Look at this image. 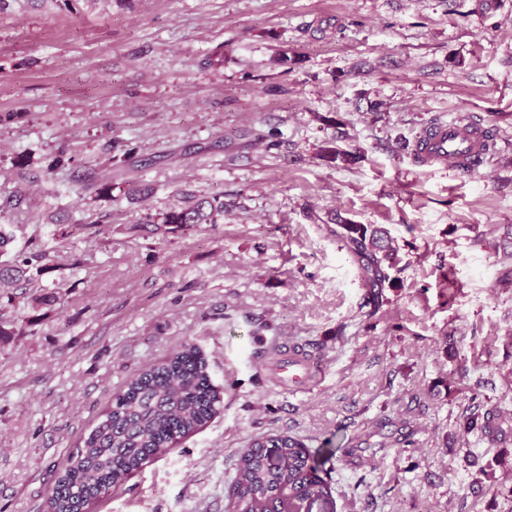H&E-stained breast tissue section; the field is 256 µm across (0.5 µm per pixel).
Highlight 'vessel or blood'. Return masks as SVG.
<instances>
[{
    "instance_id": "b4317fda",
    "label": "vessel or blood",
    "mask_w": 512,
    "mask_h": 512,
    "mask_svg": "<svg viewBox=\"0 0 512 512\" xmlns=\"http://www.w3.org/2000/svg\"><path fill=\"white\" fill-rule=\"evenodd\" d=\"M488 151L482 127L466 116L429 121L415 142V152L422 163L450 166L465 175L481 167ZM268 356L270 363L276 365L278 382L283 386L309 382L317 370L300 351L279 346L270 349Z\"/></svg>"
}]
</instances>
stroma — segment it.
<instances>
[{"instance_id": "35a3bbf8", "label": "stroma", "mask_w": 512, "mask_h": 512, "mask_svg": "<svg viewBox=\"0 0 512 512\" xmlns=\"http://www.w3.org/2000/svg\"><path fill=\"white\" fill-rule=\"evenodd\" d=\"M460 114L496 137L478 174L419 163ZM194 195L223 224L141 229ZM346 221L399 249L380 308ZM0 224L58 297L0 342V512H47L113 396L187 342L223 410L90 512H229L259 434L310 448L331 512H512V0H0ZM278 341L323 375L276 387Z\"/></svg>"}]
</instances>
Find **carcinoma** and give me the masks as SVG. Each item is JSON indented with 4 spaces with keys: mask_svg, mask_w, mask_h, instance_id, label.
I'll list each match as a JSON object with an SVG mask.
<instances>
[{
    "mask_svg": "<svg viewBox=\"0 0 512 512\" xmlns=\"http://www.w3.org/2000/svg\"><path fill=\"white\" fill-rule=\"evenodd\" d=\"M223 219L224 202L201 197L149 215L145 223L163 234H177ZM339 228L338 237L361 262L366 284L382 288L393 283L390 270L398 257L385 230L351 222ZM46 258V250L34 247L1 261L0 283L44 275L49 270ZM45 302L44 297L19 296L16 306L25 326L14 332L0 323V340L25 333V327L34 323L26 308ZM222 403L220 391L210 381L207 361L192 343L141 371L112 398L82 445L69 454L49 497L48 512H88L93 502L126 482L150 459L168 453L203 428ZM330 496V483L319 475L310 450L288 435L252 438L237 460L229 489L232 512H268L276 501L283 506L305 499L324 504Z\"/></svg>",
    "mask_w": 512,
    "mask_h": 512,
    "instance_id": "obj_1",
    "label": "carcinoma"
}]
</instances>
